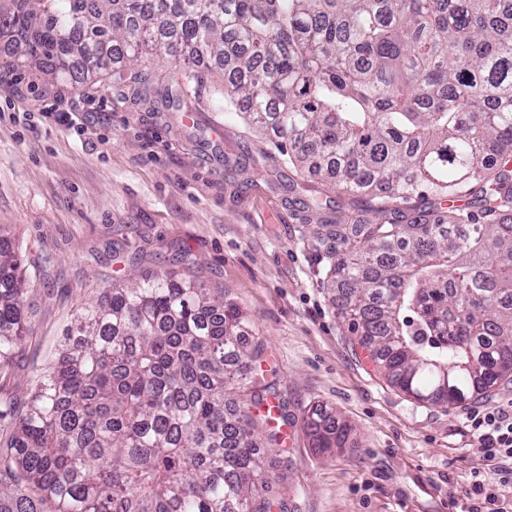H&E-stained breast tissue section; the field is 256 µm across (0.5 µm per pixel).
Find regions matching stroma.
Segmentation results:
<instances>
[{
	"instance_id": "obj_1",
	"label": "stroma",
	"mask_w": 512,
	"mask_h": 512,
	"mask_svg": "<svg viewBox=\"0 0 512 512\" xmlns=\"http://www.w3.org/2000/svg\"><path fill=\"white\" fill-rule=\"evenodd\" d=\"M170 85L159 59L143 82L0 72V238L37 271L31 336L0 391L25 403L77 312L116 278L173 270L224 289L253 321L290 415L286 451L272 458L285 512H460L476 477L512 469L483 458L468 422L472 409L512 407V383L452 407L393 387L339 319L315 236L344 216L374 220L381 198L289 165L221 107V71L185 97H168ZM310 198L322 208H304ZM315 403L348 427L326 452L302 420Z\"/></svg>"
}]
</instances>
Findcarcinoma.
<instances>
[{"label": "carcinoma", "mask_w": 512, "mask_h": 512, "mask_svg": "<svg viewBox=\"0 0 512 512\" xmlns=\"http://www.w3.org/2000/svg\"><path fill=\"white\" fill-rule=\"evenodd\" d=\"M14 61L51 80L141 76L148 54L224 70V101L278 151L352 194L479 205L338 224L337 315L387 380L463 403L512 376V0H8ZM21 258L0 240V379L29 326ZM253 323L161 271L112 284L18 410L0 397V512H272L269 444L288 424L255 373ZM318 448L344 435L317 403Z\"/></svg>", "instance_id": "carcinoma-1"}]
</instances>
